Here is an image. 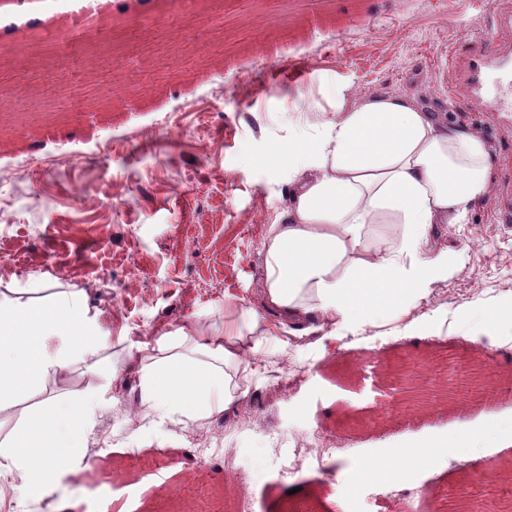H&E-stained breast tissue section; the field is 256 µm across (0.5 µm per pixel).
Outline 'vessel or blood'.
Returning <instances> with one entry per match:
<instances>
[{"label":"vessel or blood","instance_id":"1","mask_svg":"<svg viewBox=\"0 0 512 512\" xmlns=\"http://www.w3.org/2000/svg\"><path fill=\"white\" fill-rule=\"evenodd\" d=\"M486 29V38L449 53L448 76L475 111L512 112V0H502Z\"/></svg>","mask_w":512,"mask_h":512}]
</instances>
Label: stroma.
Masks as SVG:
<instances>
[{"label":"stroma","instance_id":"35a3bbf8","mask_svg":"<svg viewBox=\"0 0 512 512\" xmlns=\"http://www.w3.org/2000/svg\"><path fill=\"white\" fill-rule=\"evenodd\" d=\"M134 2L99 13L116 21L114 82L90 84L94 56L74 65L82 97L107 99L106 111H71L62 90L53 115L25 122L13 99L0 102V289L83 290L112 353L194 320H230L239 303L260 306L261 242L288 203L289 177L265 158L326 87L406 95L474 128L493 156V194L467 223L435 227L437 247L465 255L418 308L440 318L436 332L369 327L263 349L298 384L253 383L241 406L188 426L133 420L140 388L128 367L90 438L99 472L67 466L25 496L1 484L0 512H191L203 502L210 512H289L296 498L313 512H348L340 471L352 461L479 429L488 407L512 421V396L419 415L374 376L393 353L440 372L474 354L476 376L512 373V332L492 347L479 334L481 312L512 298V215L499 210L512 180V119L470 112L432 59L477 38L497 0H152L141 24ZM32 11L44 17L43 41L30 48L19 20ZM76 11L73 0H0L27 63L0 75L45 93L56 57L44 38L71 30ZM463 305L474 312L465 325ZM281 437L294 454L321 449L322 465L276 466ZM510 460L511 444L467 460L449 448L434 469L389 487L368 482L358 496L364 512H445L444 489L474 499Z\"/></svg>","mask_w":512,"mask_h":512}]
</instances>
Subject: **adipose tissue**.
<instances>
[{
    "instance_id": "adipose-tissue-1",
    "label": "adipose tissue",
    "mask_w": 512,
    "mask_h": 512,
    "mask_svg": "<svg viewBox=\"0 0 512 512\" xmlns=\"http://www.w3.org/2000/svg\"><path fill=\"white\" fill-rule=\"evenodd\" d=\"M310 133L279 143L287 162L288 204L262 242L263 303L236 305L228 323L193 321L153 342H130L102 364L107 335L89 316L82 290L48 289L21 300L0 289V401L66 383L72 366L103 372L94 392H71L23 408L0 438V482L17 490L54 483L60 463L84 459L97 411L113 383L135 365L142 406L181 424L244 402L269 370L264 347L288 349L315 334L339 340L366 327L396 324L402 335L436 328L409 313L463 257L431 246L438 224H462L491 194L492 157L472 128L425 111L405 95L336 85ZM480 431L449 430L442 442L397 446L341 472L349 490L376 480L407 482L431 468L444 448L479 456L512 433L493 409Z\"/></svg>"
}]
</instances>
